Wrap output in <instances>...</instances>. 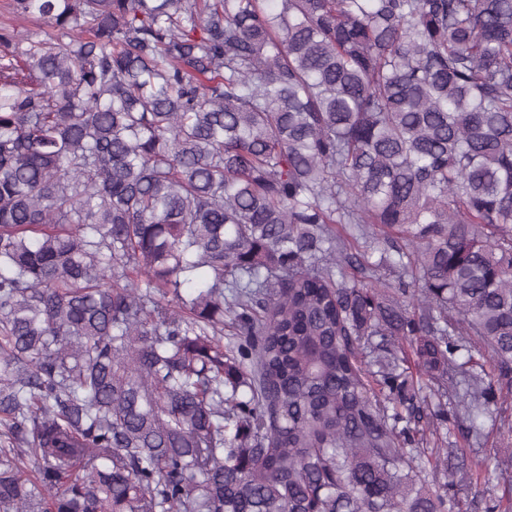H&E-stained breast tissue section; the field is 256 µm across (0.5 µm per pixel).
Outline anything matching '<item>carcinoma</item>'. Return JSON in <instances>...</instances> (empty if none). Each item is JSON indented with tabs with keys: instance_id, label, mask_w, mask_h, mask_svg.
I'll return each mask as SVG.
<instances>
[{
	"instance_id": "1",
	"label": "carcinoma",
	"mask_w": 512,
	"mask_h": 512,
	"mask_svg": "<svg viewBox=\"0 0 512 512\" xmlns=\"http://www.w3.org/2000/svg\"><path fill=\"white\" fill-rule=\"evenodd\" d=\"M12 6L0 512H455L406 446L512 394V0Z\"/></svg>"
}]
</instances>
